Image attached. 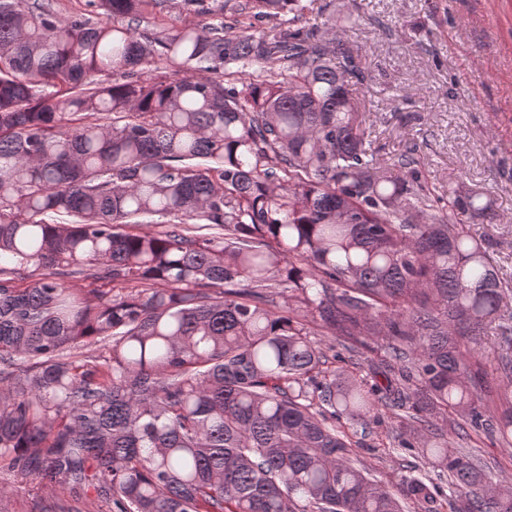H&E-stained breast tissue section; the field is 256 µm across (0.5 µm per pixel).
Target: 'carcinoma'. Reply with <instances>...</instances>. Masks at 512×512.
Returning <instances> with one entry per match:
<instances>
[{
	"label": "carcinoma",
	"instance_id": "carcinoma-1",
	"mask_svg": "<svg viewBox=\"0 0 512 512\" xmlns=\"http://www.w3.org/2000/svg\"><path fill=\"white\" fill-rule=\"evenodd\" d=\"M162 6L0 0V469L33 512H512V476L453 452L512 445V282L466 222L483 193L436 194L413 146L375 154L362 55L303 0H237L231 37L139 32ZM317 327L384 350L380 379L331 366ZM385 410L421 458L391 486L343 430Z\"/></svg>",
	"mask_w": 512,
	"mask_h": 512
}]
</instances>
